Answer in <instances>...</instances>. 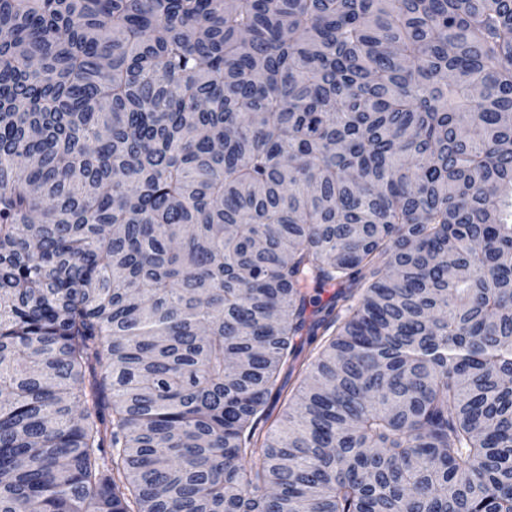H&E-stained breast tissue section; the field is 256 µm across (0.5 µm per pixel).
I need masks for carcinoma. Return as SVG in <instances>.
I'll return each instance as SVG.
<instances>
[{"instance_id":"1","label":"carcinoma","mask_w":512,"mask_h":512,"mask_svg":"<svg viewBox=\"0 0 512 512\" xmlns=\"http://www.w3.org/2000/svg\"><path fill=\"white\" fill-rule=\"evenodd\" d=\"M0 512H512V0H0Z\"/></svg>"}]
</instances>
